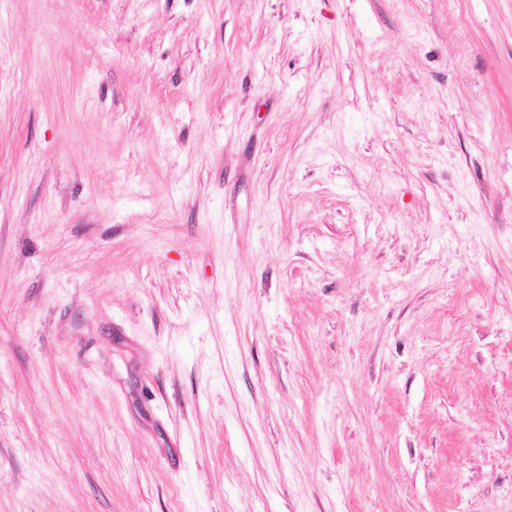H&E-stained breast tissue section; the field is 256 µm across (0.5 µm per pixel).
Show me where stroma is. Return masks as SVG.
<instances>
[{"mask_svg": "<svg viewBox=\"0 0 512 512\" xmlns=\"http://www.w3.org/2000/svg\"><path fill=\"white\" fill-rule=\"evenodd\" d=\"M0 512H512V0H0Z\"/></svg>", "mask_w": 512, "mask_h": 512, "instance_id": "1", "label": "stroma"}]
</instances>
